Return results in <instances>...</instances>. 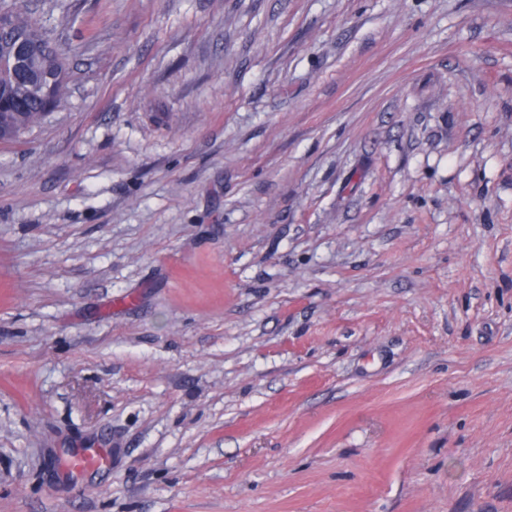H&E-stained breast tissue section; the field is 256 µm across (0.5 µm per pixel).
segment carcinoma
<instances>
[{
  "label": "carcinoma",
  "instance_id": "1",
  "mask_svg": "<svg viewBox=\"0 0 512 512\" xmlns=\"http://www.w3.org/2000/svg\"><path fill=\"white\" fill-rule=\"evenodd\" d=\"M1 12L10 16L11 23L0 27V58L11 57L21 37L31 52L15 61L13 71L0 75V128L26 132L40 125L63 99L68 84L66 58L52 44L47 28L16 0H0Z\"/></svg>",
  "mask_w": 512,
  "mask_h": 512
}]
</instances>
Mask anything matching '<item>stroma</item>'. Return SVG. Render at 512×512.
Instances as JSON below:
<instances>
[{"instance_id": "obj_1", "label": "stroma", "mask_w": 512, "mask_h": 512, "mask_svg": "<svg viewBox=\"0 0 512 512\" xmlns=\"http://www.w3.org/2000/svg\"><path fill=\"white\" fill-rule=\"evenodd\" d=\"M25 3L0 512H512V0ZM0 1V14L11 18L10 26L0 27V58H10L15 42L24 38L29 55L18 58L12 73L0 77V128L10 133H24L38 125L63 99L68 84L64 52L56 48L45 28L19 2ZM42 78L40 92L33 89V79ZM109 460L108 452L104 448L74 455L69 462V469L72 471H83L88 469H99L107 465Z\"/></svg>"}]
</instances>
